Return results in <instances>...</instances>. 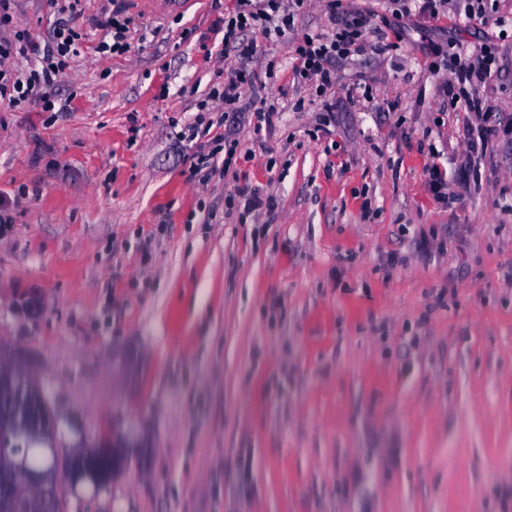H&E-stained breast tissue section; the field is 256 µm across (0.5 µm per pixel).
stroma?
<instances>
[{
  "instance_id": "obj_1",
  "label": "stroma",
  "mask_w": 512,
  "mask_h": 512,
  "mask_svg": "<svg viewBox=\"0 0 512 512\" xmlns=\"http://www.w3.org/2000/svg\"><path fill=\"white\" fill-rule=\"evenodd\" d=\"M101 4L81 2L64 110L0 106V347L89 434L138 442L67 512H512V139L460 177L473 116L423 52L498 39L481 92L511 122L512 0L410 24L401 50L337 63L323 100L292 71L293 39L329 30L311 0L247 63L236 180L205 183L183 132L229 72L211 0H126L113 58L92 50ZM238 182L274 210L225 214Z\"/></svg>"
}]
</instances>
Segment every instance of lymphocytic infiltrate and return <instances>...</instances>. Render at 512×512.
Here are the masks:
<instances>
[{
  "label": "lymphocytic infiltrate",
  "mask_w": 512,
  "mask_h": 512,
  "mask_svg": "<svg viewBox=\"0 0 512 512\" xmlns=\"http://www.w3.org/2000/svg\"><path fill=\"white\" fill-rule=\"evenodd\" d=\"M57 20L47 35L32 32L16 14V0H0V102L16 107L36 103L41 111H54L57 99L52 88L57 77L70 66L86 37L73 20L78 15L80 0H50ZM390 15L371 11H351L343 0H326V11L332 21L327 33L307 34L292 47L293 72L298 82L308 85L316 97L322 98L336 84V60L367 52L389 53L399 47L405 22L421 18L435 20L448 10V0H390ZM307 0H234L233 7L219 12L212 24L214 34L220 35L225 55L236 61L230 77L212 87L207 97L221 101L224 108L220 122H227L240 111L239 103L253 86V74L245 66L260 47L254 35L267 39L284 37L292 30ZM105 34L95 46L99 55L121 56L131 47L134 19L124 0H109L104 9ZM448 56V103L461 106L476 118L468 129L469 151L474 155L486 153L490 136L499 134L501 122L491 105L480 94L481 86L497 74L499 45L494 40L482 42L477 49L462 51L457 42H449L447 51L430 46L425 54L438 59ZM29 59L25 68H7L6 59ZM238 139L230 133L216 134L211 145H198L190 161V174L199 181H208L216 157H223L225 167L236 161Z\"/></svg>",
  "instance_id": "lymphocytic-infiltrate-1"
}]
</instances>
